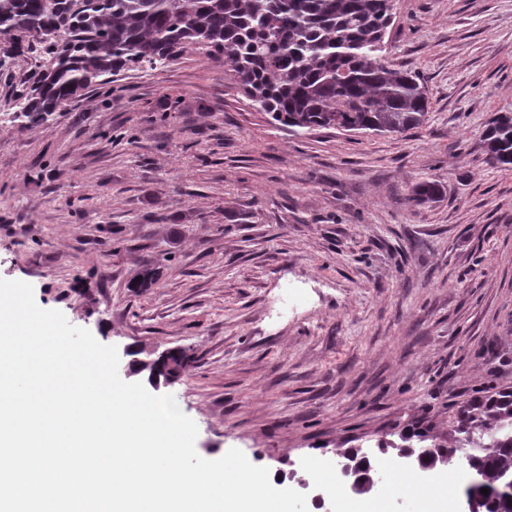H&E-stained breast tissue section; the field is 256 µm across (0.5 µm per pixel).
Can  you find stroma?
<instances>
[{
  "label": "stroma",
  "instance_id": "stroma-1",
  "mask_svg": "<svg viewBox=\"0 0 512 512\" xmlns=\"http://www.w3.org/2000/svg\"><path fill=\"white\" fill-rule=\"evenodd\" d=\"M32 41L0 45V279L102 344L188 350L167 392L202 458L322 488L337 444L441 432L512 386V167L481 146L512 115V0H395L385 54L430 101L403 134L291 131L194 47L25 127L23 81L52 63ZM426 180L444 193L420 204ZM464 491L420 479L385 512Z\"/></svg>",
  "mask_w": 512,
  "mask_h": 512
}]
</instances>
